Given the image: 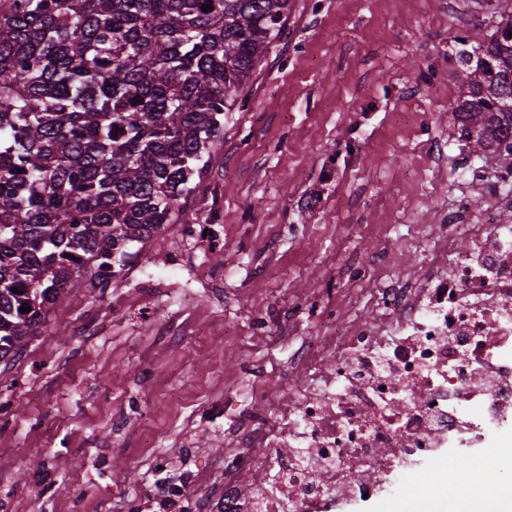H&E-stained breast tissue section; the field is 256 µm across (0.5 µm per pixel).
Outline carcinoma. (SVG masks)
Masks as SVG:
<instances>
[{
	"instance_id": "cac0c4a2",
	"label": "carcinoma",
	"mask_w": 512,
	"mask_h": 512,
	"mask_svg": "<svg viewBox=\"0 0 512 512\" xmlns=\"http://www.w3.org/2000/svg\"><path fill=\"white\" fill-rule=\"evenodd\" d=\"M289 7L0 0V362L173 223ZM511 32L512 12L474 55L455 40L457 134L480 151L512 142Z\"/></svg>"
}]
</instances>
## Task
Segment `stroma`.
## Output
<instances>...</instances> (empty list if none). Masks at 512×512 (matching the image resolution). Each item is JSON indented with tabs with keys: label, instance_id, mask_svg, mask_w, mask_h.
I'll return each instance as SVG.
<instances>
[{
	"label": "stroma",
	"instance_id": "obj_1",
	"mask_svg": "<svg viewBox=\"0 0 512 512\" xmlns=\"http://www.w3.org/2000/svg\"><path fill=\"white\" fill-rule=\"evenodd\" d=\"M512 0H290L198 189L105 287L80 288L0 364V512H203L224 492L255 391L275 418L318 336L384 318L376 289L420 279L452 209L480 211L499 154L451 135L454 38L493 36ZM224 226V247L186 224ZM463 456L419 470L380 512H430L423 488L474 484ZM196 475L166 507L158 476Z\"/></svg>",
	"mask_w": 512,
	"mask_h": 512
}]
</instances>
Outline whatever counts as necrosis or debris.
<instances>
[{
	"instance_id": "necrosis-or-debris-1",
	"label": "necrosis or debris",
	"mask_w": 512,
	"mask_h": 512,
	"mask_svg": "<svg viewBox=\"0 0 512 512\" xmlns=\"http://www.w3.org/2000/svg\"><path fill=\"white\" fill-rule=\"evenodd\" d=\"M467 251L444 225L420 283L380 289L382 325L324 341L334 360L300 351L304 378L276 421L253 418L224 460L210 512H356L394 476L444 456L502 448L512 433V225L472 224ZM265 459L263 484L238 477Z\"/></svg>"
}]
</instances>
